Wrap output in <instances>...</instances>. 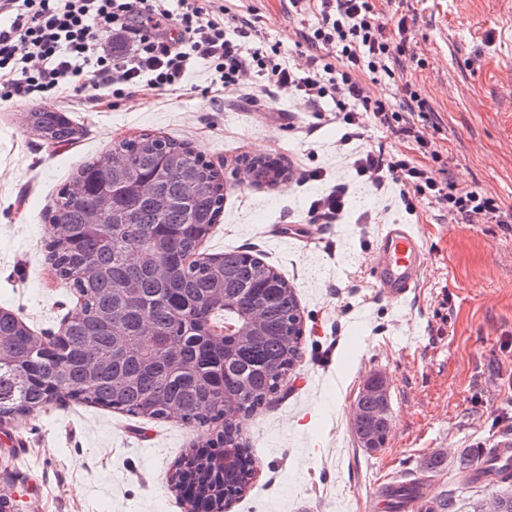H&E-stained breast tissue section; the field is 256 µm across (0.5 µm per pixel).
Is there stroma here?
I'll use <instances>...</instances> for the list:
<instances>
[{
    "label": "stroma",
    "instance_id": "obj_1",
    "mask_svg": "<svg viewBox=\"0 0 512 512\" xmlns=\"http://www.w3.org/2000/svg\"><path fill=\"white\" fill-rule=\"evenodd\" d=\"M229 7L226 24L252 22L269 45L318 23L288 0ZM399 11L416 60L400 78L367 81L368 96L396 104L410 88L425 97L438 167L512 213V51L500 50L512 35V0H404ZM209 84L200 68L181 90L99 105L68 90L0 99V308L37 335L60 333L78 304L46 260L59 191L115 141L151 133L186 143L224 173V212L201 252L260 254L294 288L303 320L304 353L287 392L239 419L252 475L227 512H370L379 484L408 480L425 482L430 502L447 512H473L502 487L471 488L459 459L512 434V226L457 224L427 204L407 215L398 187L379 193L337 158L344 124L305 138L292 128L314 118L288 91L259 111ZM47 109L70 116L73 141L45 143L27 125L28 113ZM245 154L278 160L284 178L253 186ZM314 168L325 179L301 181ZM339 180L350 184L343 223L306 224L305 237H289L290 223H306L310 201ZM397 219L415 225L428 254L401 304L369 274L379 225ZM374 374L389 385L391 431L369 454L350 410ZM219 430L53 403L0 424V493L15 512H189L173 475ZM430 454L442 465L425 474L420 463Z\"/></svg>",
    "mask_w": 512,
    "mask_h": 512
}]
</instances>
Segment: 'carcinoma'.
<instances>
[{
	"label": "carcinoma",
	"instance_id": "cac0c4a2",
	"mask_svg": "<svg viewBox=\"0 0 512 512\" xmlns=\"http://www.w3.org/2000/svg\"><path fill=\"white\" fill-rule=\"evenodd\" d=\"M33 129L48 143L73 139L74 128L63 112H34ZM126 166L109 169L104 157L81 167L73 178L80 194L61 190L46 244L57 276L81 300L80 313L65 329L62 360L31 355L30 334L13 318L0 316V337L8 361L0 364V420L43 405L53 385L79 400L87 395L98 405L128 415L162 419L171 410L186 424L206 428L224 418L216 396L248 414L281 395L288 377L303 356L302 316L288 282L262 259L244 250H227L209 262L196 259L199 245L224 212V175L201 153L169 138L142 134L118 142ZM256 183L281 176L277 163L262 157L244 158ZM112 194V215L88 223L99 196ZM167 201L160 211L155 198ZM165 251L159 259L169 268L158 280L143 257ZM92 264L97 274L78 276ZM136 283L139 303L120 301L119 288ZM259 306L260 322L242 341L224 336V347L210 344L213 324L246 326L247 315ZM156 331L145 357L112 354L113 328L139 337L142 319ZM168 336L184 341L190 372L168 366L163 344ZM93 339L101 357L95 371L86 359ZM361 447H385L390 418L353 425ZM237 425L224 422V450L231 459L224 468L227 494L241 491L252 475L251 459L241 448Z\"/></svg>",
	"mask_w": 512,
	"mask_h": 512
}]
</instances>
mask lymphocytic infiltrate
I'll return each instance as SVG.
<instances>
[{
    "instance_id": "f902f5d3",
    "label": "lymphocytic infiltrate",
    "mask_w": 512,
    "mask_h": 512,
    "mask_svg": "<svg viewBox=\"0 0 512 512\" xmlns=\"http://www.w3.org/2000/svg\"><path fill=\"white\" fill-rule=\"evenodd\" d=\"M0 0V94L39 97L65 90L95 100L142 88L179 89L185 75L206 65L211 86L225 97L260 105L272 91L289 89L322 124L339 120L348 130L340 146L358 139L363 115L395 137L426 150L425 121L431 107L416 91L388 105L366 94L364 76L395 78L404 44L388 29L373 0H289L294 11L316 9L315 28L297 29L311 54L306 72L287 67L283 44L266 46L254 27L227 32L228 8L216 0ZM352 166L375 189L398 184L407 213L429 202L453 219L472 224H508L494 197L458 186L442 169L409 157L367 150L352 155Z\"/></svg>"
}]
</instances>
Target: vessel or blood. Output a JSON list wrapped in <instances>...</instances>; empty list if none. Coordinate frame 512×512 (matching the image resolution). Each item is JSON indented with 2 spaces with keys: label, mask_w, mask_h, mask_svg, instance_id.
I'll return each instance as SVG.
<instances>
[{
  "label": "vessel or blood",
  "mask_w": 512,
  "mask_h": 512,
  "mask_svg": "<svg viewBox=\"0 0 512 512\" xmlns=\"http://www.w3.org/2000/svg\"><path fill=\"white\" fill-rule=\"evenodd\" d=\"M428 262L421 238L414 225H382L370 256V271L376 288L387 299L403 303L414 293L417 274ZM512 461V439L505 437L484 452L476 462L475 473L500 467Z\"/></svg>",
  "instance_id": "obj_1"
}]
</instances>
